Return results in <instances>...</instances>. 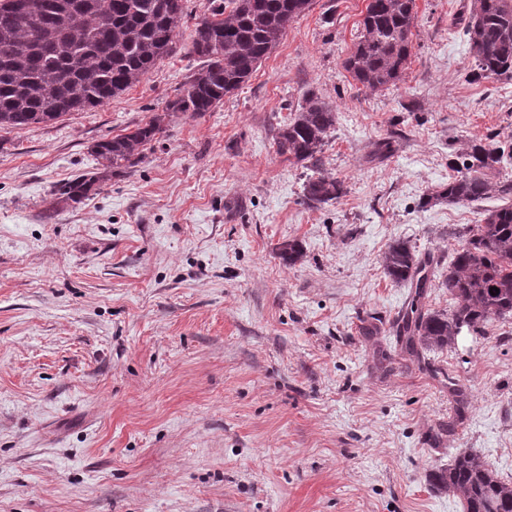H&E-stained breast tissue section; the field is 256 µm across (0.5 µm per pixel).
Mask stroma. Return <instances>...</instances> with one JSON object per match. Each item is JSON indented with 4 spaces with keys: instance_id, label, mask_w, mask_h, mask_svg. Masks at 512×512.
I'll return each instance as SVG.
<instances>
[{
    "instance_id": "obj_1",
    "label": "stroma",
    "mask_w": 512,
    "mask_h": 512,
    "mask_svg": "<svg viewBox=\"0 0 512 512\" xmlns=\"http://www.w3.org/2000/svg\"><path fill=\"white\" fill-rule=\"evenodd\" d=\"M472 2L415 0L384 90L343 67L368 0H313L210 112L167 110L201 65L183 29L106 105L0 129V512H462L429 482L459 452L512 480V316L421 363L387 330L411 293L387 247L451 263V232L497 204L431 199L468 143L512 146V82L476 76L458 22ZM311 92L347 189L318 208L274 144ZM157 115L141 162L53 206L102 171L95 142ZM95 175H81L59 187L53 191L55 196V205L61 203L68 204L69 202L77 203L82 199L89 197V193L93 190L102 176Z\"/></svg>"
}]
</instances>
